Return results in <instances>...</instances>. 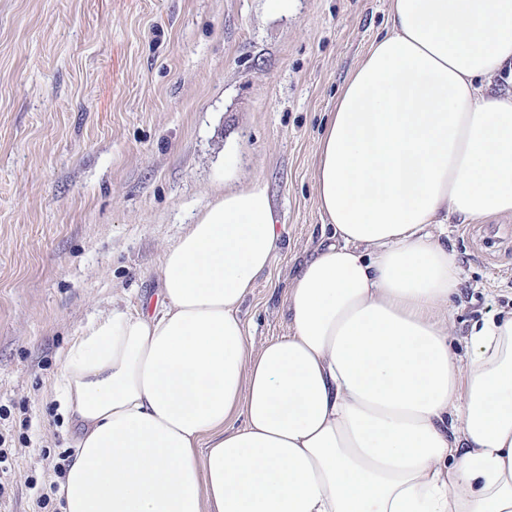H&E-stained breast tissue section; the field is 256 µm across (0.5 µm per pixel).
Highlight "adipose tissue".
Masks as SVG:
<instances>
[{"mask_svg":"<svg viewBox=\"0 0 512 512\" xmlns=\"http://www.w3.org/2000/svg\"><path fill=\"white\" fill-rule=\"evenodd\" d=\"M497 78L512 0H390L319 139L288 335L254 346L240 316L282 240L266 186L225 184L162 252L158 307L66 352L64 512H512V312L459 357L460 267L431 233L512 215Z\"/></svg>","mask_w":512,"mask_h":512,"instance_id":"obj_1","label":"adipose tissue"}]
</instances>
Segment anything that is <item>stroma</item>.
<instances>
[{
  "label": "stroma",
  "mask_w": 512,
  "mask_h": 512,
  "mask_svg": "<svg viewBox=\"0 0 512 512\" xmlns=\"http://www.w3.org/2000/svg\"><path fill=\"white\" fill-rule=\"evenodd\" d=\"M389 0H0V512L76 452L60 399L74 336L156 300L160 256L224 189L262 180L282 248L241 309L288 333V279L320 237L318 140ZM451 335L512 310V216L451 222Z\"/></svg>",
  "instance_id": "1"
}]
</instances>
